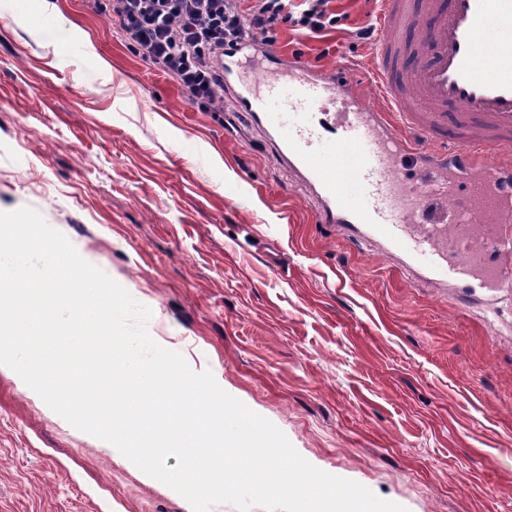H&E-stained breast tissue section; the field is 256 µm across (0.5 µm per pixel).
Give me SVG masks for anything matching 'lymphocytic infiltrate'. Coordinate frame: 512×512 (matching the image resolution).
Returning a JSON list of instances; mask_svg holds the SVG:
<instances>
[{
	"label": "lymphocytic infiltrate",
	"mask_w": 512,
	"mask_h": 512,
	"mask_svg": "<svg viewBox=\"0 0 512 512\" xmlns=\"http://www.w3.org/2000/svg\"><path fill=\"white\" fill-rule=\"evenodd\" d=\"M112 26L143 61L174 78L204 111L224 109L226 49L280 23L323 37L335 30L333 0H110Z\"/></svg>",
	"instance_id": "obj_1"
}]
</instances>
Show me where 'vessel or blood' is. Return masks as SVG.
Masks as SVG:
<instances>
[{"instance_id":"vessel-or-blood-1","label":"vessel or blood","mask_w":512,"mask_h":512,"mask_svg":"<svg viewBox=\"0 0 512 512\" xmlns=\"http://www.w3.org/2000/svg\"><path fill=\"white\" fill-rule=\"evenodd\" d=\"M418 32L413 64L404 27ZM512 0H382L364 109L350 71L312 69L255 40L221 61L228 102L275 141L315 220L381 246L447 287L512 284ZM455 116H448V107Z\"/></svg>"}]
</instances>
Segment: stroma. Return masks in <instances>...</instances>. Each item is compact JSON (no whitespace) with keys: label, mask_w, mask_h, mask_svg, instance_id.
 I'll use <instances>...</instances> for the list:
<instances>
[{"label":"stroma","mask_w":512,"mask_h":512,"mask_svg":"<svg viewBox=\"0 0 512 512\" xmlns=\"http://www.w3.org/2000/svg\"><path fill=\"white\" fill-rule=\"evenodd\" d=\"M286 53L368 80L341 0ZM38 211L151 308L160 346L298 453L408 512H512V288L424 283L316 223L244 113L199 111L92 0H0V212ZM0 512H191L0 365Z\"/></svg>","instance_id":"35a3bbf8"}]
</instances>
